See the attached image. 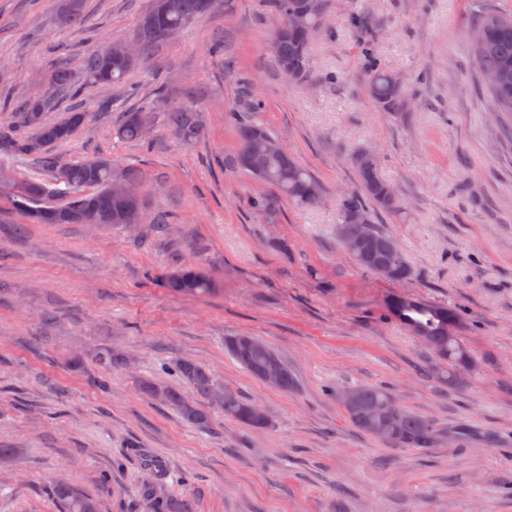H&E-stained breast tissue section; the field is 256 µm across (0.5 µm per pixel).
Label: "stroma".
I'll return each instance as SVG.
<instances>
[{"label": "stroma", "instance_id": "stroma-1", "mask_svg": "<svg viewBox=\"0 0 512 512\" xmlns=\"http://www.w3.org/2000/svg\"><path fill=\"white\" fill-rule=\"evenodd\" d=\"M101 43L133 38L150 0H88ZM59 0H0V95L41 89L58 61L82 82L91 50L57 21ZM512 0H326L309 78L289 80L262 0H215L124 86L88 87L90 120L61 154L103 152L142 174L138 228L25 224L0 203V512H58L54 481L97 498L100 512H141L146 456L162 459L163 494L198 512H512V141L475 64L483 12ZM406 93L398 112L369 93V57ZM171 99L200 112L186 145L156 127L145 148L112 136L117 114ZM264 126L315 177L301 208L242 170L238 119ZM375 151L399 199L375 210L412 268L391 282L336 240L340 201L357 189L355 156ZM172 218L167 232L158 214ZM23 234H15L17 224ZM208 270L215 291L178 296L173 258ZM408 296L454 309L475 367L448 382L388 309ZM270 345L297 388L263 383L224 351L228 336ZM119 355V367L97 358ZM184 359L210 368L268 415L254 432L215 415L185 423L145 399L142 378ZM110 381L99 390V377ZM384 386L405 407L460 430L462 442L387 448L348 421L345 388Z\"/></svg>", "mask_w": 512, "mask_h": 512}]
</instances>
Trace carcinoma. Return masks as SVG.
<instances>
[{"mask_svg": "<svg viewBox=\"0 0 512 512\" xmlns=\"http://www.w3.org/2000/svg\"><path fill=\"white\" fill-rule=\"evenodd\" d=\"M210 11L208 0H151L149 9L140 18L136 38L140 43L139 57L150 55L157 45L192 24ZM499 23L486 24L488 14L481 15L478 29L482 39L473 42L475 63L480 73L500 70L512 74V13H496ZM86 20L84 0H60L59 21L66 28H80ZM272 48L279 68L290 64L295 70V79L303 80L308 75V50L310 42L302 27L287 26L273 29ZM134 63L116 59L100 48L87 53L82 59L85 84L91 86L122 85ZM371 97L384 112H397L405 103L403 89L391 81V75L380 67L372 69L369 84ZM497 112L509 118L506 124L512 135V83L505 86L488 87ZM82 89L72 78L65 63L55 64L48 74L47 88L17 104L9 98L0 100V112H9L12 119L0 123V174L6 176L10 167L5 161L23 163L31 161L36 170L29 178L17 183V195L9 200L11 206L21 213L29 224H91L101 228H112L125 224L130 213L141 222L143 202L133 205L128 200L114 196L108 187L109 170L104 164L112 156L98 153L92 156L71 158L53 154L50 147L60 146L73 139L89 121V113L73 109L55 121L46 119L45 112L50 98L81 95ZM149 115L155 121L181 133V141L191 143L198 139L201 124L198 113L185 106H174L164 112L136 110L121 113L114 123L113 135L121 141L149 145V138L142 131L141 118ZM271 137L269 131L255 124L240 127L241 151L255 150L257 160L267 182L300 207L308 206L306 192L316 184L311 173L295 158L285 152L279 156L266 153L256 141L257 133ZM359 191L345 196L341 203L342 221L336 228L340 245L345 241L364 238L379 247L373 258L366 261L353 254L357 264L390 281H404L411 277L412 270L398 243L379 226L367 229L361 224L347 221L348 214L360 210L371 214L373 208L393 210L397 201L391 196L392 188L382 176L378 160L367 164L355 163ZM393 246L395 252L386 254L381 248ZM164 287L181 296L201 297L212 291L213 282L200 267L178 259L164 278ZM391 313L417 338H425V344L434 355L453 368L469 364L472 356L467 347L456 336L458 314L445 306L423 302L414 298L399 299L391 306ZM250 350L236 348L237 336L224 339L226 353L241 368L256 379L269 357L278 354L265 342L251 336ZM168 374L177 377L192 387L196 398L186 399L179 391L152 380L140 382V391L148 399L173 409L186 423L206 429L212 425L213 414L220 412L224 418L234 421L249 430H266L269 418L255 420L250 414L253 401L238 389L224 386L204 365L177 360L166 367ZM361 408L396 407L401 417L389 423L381 418L378 431L372 437L390 448L388 438L394 437L399 448H432L437 444L442 430L428 416L401 405L385 387L373 385L356 386ZM224 393V401L215 399L217 392ZM52 496L62 512H99L97 501L78 485L60 479L52 485ZM145 512H196V503L191 498L166 496L144 499Z\"/></svg>", "mask_w": 512, "mask_h": 512, "instance_id": "1", "label": "carcinoma"}]
</instances>
